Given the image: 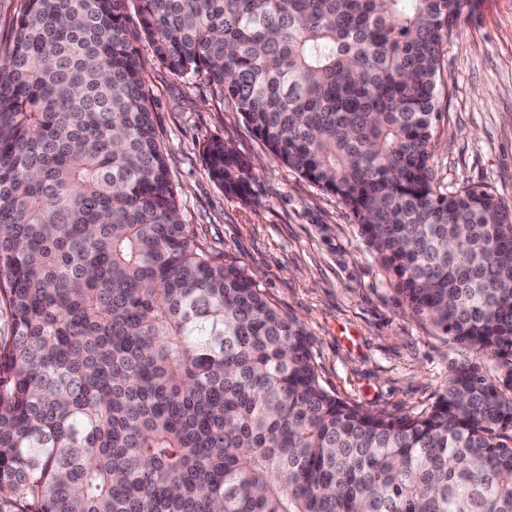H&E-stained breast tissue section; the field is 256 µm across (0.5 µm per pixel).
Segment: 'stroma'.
Returning a JSON list of instances; mask_svg holds the SVG:
<instances>
[{
    "instance_id": "1",
    "label": "stroma",
    "mask_w": 512,
    "mask_h": 512,
    "mask_svg": "<svg viewBox=\"0 0 512 512\" xmlns=\"http://www.w3.org/2000/svg\"><path fill=\"white\" fill-rule=\"evenodd\" d=\"M184 223L211 254L252 275L306 329L322 385L389 412L420 409L476 361L413 316L335 196L275 158L230 102L174 75L133 42ZM230 143L256 165L252 195H226L200 154ZM430 160L448 190L479 187L512 207V0H472L444 46Z\"/></svg>"
}]
</instances>
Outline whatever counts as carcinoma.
I'll return each instance as SVG.
<instances>
[{"label":"carcinoma","instance_id":"obj_1","mask_svg":"<svg viewBox=\"0 0 512 512\" xmlns=\"http://www.w3.org/2000/svg\"><path fill=\"white\" fill-rule=\"evenodd\" d=\"M354 216L411 312L496 360L344 402L181 220L128 26ZM470 0H25L0 51V512H512V209L429 160ZM224 193L253 162L211 139Z\"/></svg>","mask_w":512,"mask_h":512}]
</instances>
